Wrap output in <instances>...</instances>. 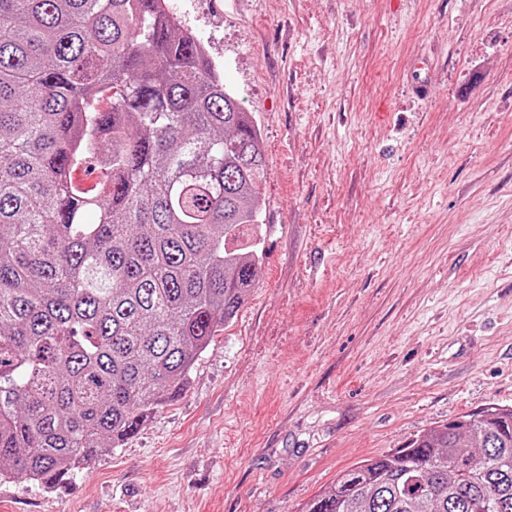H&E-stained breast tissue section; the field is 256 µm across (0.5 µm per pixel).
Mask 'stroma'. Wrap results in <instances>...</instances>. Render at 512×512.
I'll return each instance as SVG.
<instances>
[{"instance_id": "1", "label": "stroma", "mask_w": 512, "mask_h": 512, "mask_svg": "<svg viewBox=\"0 0 512 512\" xmlns=\"http://www.w3.org/2000/svg\"><path fill=\"white\" fill-rule=\"evenodd\" d=\"M252 113L260 279L187 386L0 512H301L512 406V0H168Z\"/></svg>"}]
</instances>
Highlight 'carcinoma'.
I'll return each instance as SVG.
<instances>
[{"label":"carcinoma","mask_w":512,"mask_h":512,"mask_svg":"<svg viewBox=\"0 0 512 512\" xmlns=\"http://www.w3.org/2000/svg\"><path fill=\"white\" fill-rule=\"evenodd\" d=\"M265 171L165 0H0V480L51 484L183 390L259 277ZM304 512H512V406L357 463Z\"/></svg>","instance_id":"obj_1"}]
</instances>
